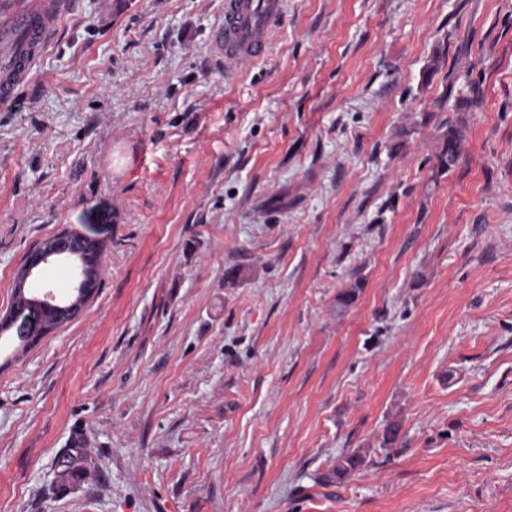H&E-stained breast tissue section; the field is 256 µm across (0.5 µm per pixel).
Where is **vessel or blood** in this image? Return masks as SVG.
Returning <instances> with one entry per match:
<instances>
[{
    "label": "vessel or blood",
    "instance_id": "obj_1",
    "mask_svg": "<svg viewBox=\"0 0 512 512\" xmlns=\"http://www.w3.org/2000/svg\"><path fill=\"white\" fill-rule=\"evenodd\" d=\"M60 12V0H27L20 8L0 9L1 105L14 99L53 39ZM284 14V0H224V21L213 29L211 44L223 56L225 69L266 58Z\"/></svg>",
    "mask_w": 512,
    "mask_h": 512
}]
</instances>
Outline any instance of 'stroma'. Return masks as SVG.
Returning <instances> with one entry per match:
<instances>
[{"mask_svg": "<svg viewBox=\"0 0 512 512\" xmlns=\"http://www.w3.org/2000/svg\"><path fill=\"white\" fill-rule=\"evenodd\" d=\"M66 2L0 108V311L65 230L102 284L0 337V512H512V0H285L232 77L224 0ZM445 129L439 134L441 138V151L439 154L442 171H448L457 162L465 140L466 123L461 117L452 120L445 118L439 130ZM93 292L90 290H84L79 292L78 294H72L67 297H58L53 296L52 294H43L41 296H34L33 299L36 303H40L43 307L47 306V299L50 298L52 303L58 301H64L62 304H52V306L57 307L62 313L63 317L69 319V321L77 318L85 309V305L92 297ZM82 448L83 446L81 442H73L62 455V476L65 478L72 480L80 478L83 470V463L85 461V455Z\"/></svg>", "mask_w": 512, "mask_h": 512, "instance_id": "1", "label": "stroma"}]
</instances>
